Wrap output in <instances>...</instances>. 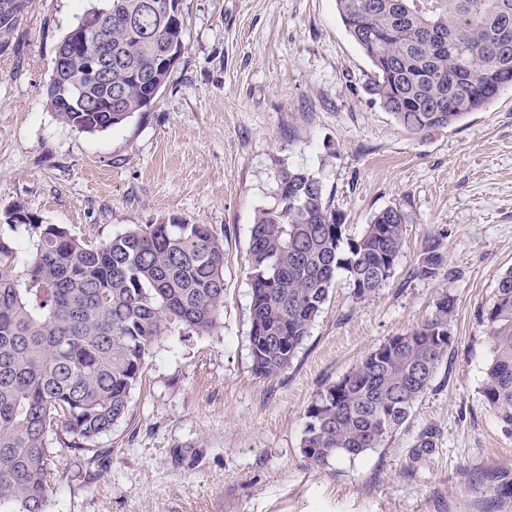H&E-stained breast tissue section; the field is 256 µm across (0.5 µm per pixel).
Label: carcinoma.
<instances>
[{
  "label": "carcinoma",
  "instance_id": "obj_1",
  "mask_svg": "<svg viewBox=\"0 0 512 512\" xmlns=\"http://www.w3.org/2000/svg\"><path fill=\"white\" fill-rule=\"evenodd\" d=\"M0 0V45L12 47L21 12ZM102 81L87 67L96 47L60 42L67 73L52 75L47 105L57 119L94 134L152 106L183 46L179 0H103ZM347 32L372 65L367 91L414 135L481 111L512 88V0H336ZM84 89L72 97L70 80ZM275 203L255 213L249 240V341L256 375L290 366L343 273L364 300L389 279L405 239L399 206L352 234L308 170L278 162ZM26 218L0 223V512H48L58 451L99 457L98 439L128 411L132 390L162 340L213 334L224 313V244L207 224L170 217L131 224L87 242ZM447 233L428 238L413 276L432 279ZM456 301L443 292L420 326L373 349L306 410L301 452L311 462L361 456L408 420L453 345ZM492 359L483 403L512 434V268L482 312Z\"/></svg>",
  "mask_w": 512,
  "mask_h": 512
}]
</instances>
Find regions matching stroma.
Segmentation results:
<instances>
[{
	"instance_id": "35a3bbf8",
	"label": "stroma",
	"mask_w": 512,
	"mask_h": 512,
	"mask_svg": "<svg viewBox=\"0 0 512 512\" xmlns=\"http://www.w3.org/2000/svg\"><path fill=\"white\" fill-rule=\"evenodd\" d=\"M95 0H35L0 54V212L102 241L177 216L224 243L220 329L158 343L128 411L98 447L70 452L49 512H512V434L482 401L492 357L481 309L512 267V90L425 137L372 102L370 61L335 0H180L184 48L148 111L88 134L46 104L57 44ZM304 167L350 232L407 216L390 279L356 299L338 278L288 369L259 377L249 342L248 246L279 162ZM447 230L446 273L412 277ZM456 299L455 340L432 387L379 448L326 466L300 449L305 412L391 337ZM429 451L419 452L422 439Z\"/></svg>"
}]
</instances>
